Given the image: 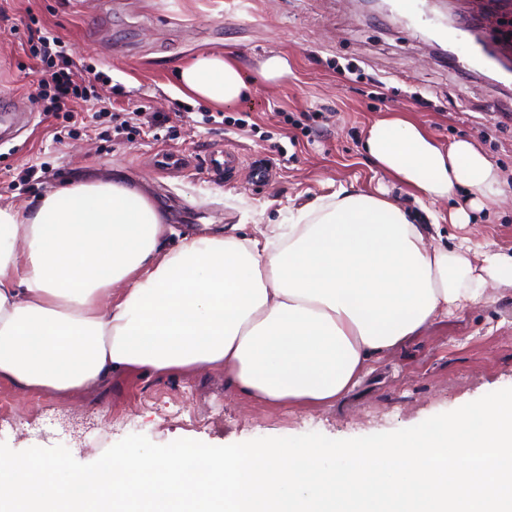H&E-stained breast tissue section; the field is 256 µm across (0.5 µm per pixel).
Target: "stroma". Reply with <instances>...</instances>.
I'll list each match as a JSON object with an SVG mask.
<instances>
[{
    "label": "stroma",
    "instance_id": "obj_1",
    "mask_svg": "<svg viewBox=\"0 0 512 512\" xmlns=\"http://www.w3.org/2000/svg\"><path fill=\"white\" fill-rule=\"evenodd\" d=\"M468 3L431 0L435 25L426 29L365 0H0V107L32 111L0 141V205L23 209L73 175L118 169L171 225L169 247L210 224L257 235L289 208L341 187L386 189L425 221L405 189L368 160L363 133L400 112L442 143L473 141L512 172V80L460 72L438 35L443 19ZM33 17L42 35L59 37L68 57L100 75L95 100L80 105V124L60 140L37 102L43 66L30 53ZM206 51L250 74L276 52L289 71L219 110L176 90L177 69ZM105 107L168 120L118 139ZM226 146L245 166L267 163L273 181L254 188L244 171L227 180L208 170L205 159ZM467 232L490 249L511 250L512 189ZM508 387L512 286L500 284L484 302L383 356L333 407L257 404L209 370L175 379L116 375L73 400L0 382V442L16 451L62 445L89 464L130 434L214 446L309 432L349 439L412 427Z\"/></svg>",
    "mask_w": 512,
    "mask_h": 512
}]
</instances>
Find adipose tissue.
Returning <instances> with one entry per match:
<instances>
[{"label": "adipose tissue", "instance_id": "adipose-tissue-1", "mask_svg": "<svg viewBox=\"0 0 512 512\" xmlns=\"http://www.w3.org/2000/svg\"><path fill=\"white\" fill-rule=\"evenodd\" d=\"M197 100L231 105L246 73L218 54L181 68ZM384 173L459 227L503 192L506 177L468 140L435 142L400 116L366 129ZM384 197L339 188L289 209L258 237L214 228L165 250L167 227L122 177L74 179L22 212L0 206V380L70 397L112 375L223 372L248 399L331 406L383 355L433 323L512 285V253L463 237L434 241Z\"/></svg>", "mask_w": 512, "mask_h": 512}]
</instances>
